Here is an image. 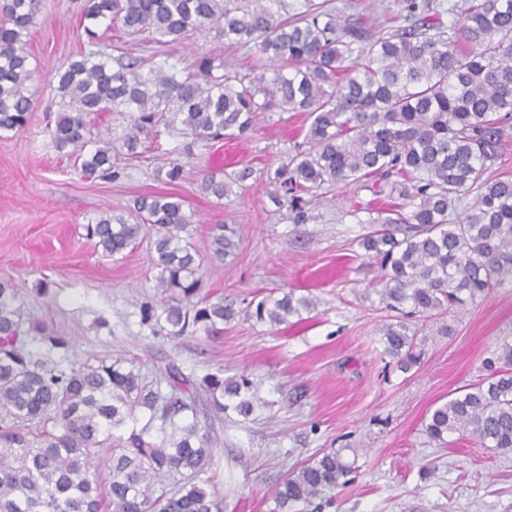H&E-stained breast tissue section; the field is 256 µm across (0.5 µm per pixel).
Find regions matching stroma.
Returning a JSON list of instances; mask_svg holds the SVG:
<instances>
[{
	"mask_svg": "<svg viewBox=\"0 0 512 512\" xmlns=\"http://www.w3.org/2000/svg\"><path fill=\"white\" fill-rule=\"evenodd\" d=\"M86 0H41L27 35L36 71L34 105L26 126L0 132V281L13 285L28 323V349L49 352L69 371L100 358L134 363L146 381L169 392L166 370L186 386L188 410L165 417L136 412L130 426L161 440L196 423L213 440L202 475L224 499V512H277L272 491L291 469L338 448L358 449L347 484L304 504L302 512H512V454L503 456L468 435L438 445L425 432L432 410L487 375L486 359L512 341V288L450 308L424 322L420 364L400 369L385 355L381 328L395 313L375 289L383 272L360 245L386 197L356 184L323 185L294 210L279 185L264 178L304 142L301 112L260 114L253 131L201 146L179 128L158 125L142 135L139 158L120 159L118 179L82 177L74 156L56 150L57 74L63 61L97 51L141 55L143 36L120 35L108 22L84 33ZM343 19L375 30L404 24L401 0H328ZM223 60L244 74L260 65L254 47L198 32L162 48L153 65L183 70L199 56ZM183 165L169 184L158 169ZM256 175L232 185L227 198L200 192L198 173ZM171 192L193 212L189 240L200 255V297L251 301L282 291L312 296L314 311L273 327L239 319L214 335L199 328L172 338L164 296L155 286L153 230L122 254L109 256L86 236V226L109 210L126 212L137 196ZM237 231L239 246L224 261L209 248L212 225ZM153 309L144 319V306ZM67 346L48 349L44 335ZM244 373L271 400L252 421L219 416L206 404L205 375Z\"/></svg>",
	"mask_w": 512,
	"mask_h": 512,
	"instance_id": "35a3bbf8",
	"label": "stroma"
}]
</instances>
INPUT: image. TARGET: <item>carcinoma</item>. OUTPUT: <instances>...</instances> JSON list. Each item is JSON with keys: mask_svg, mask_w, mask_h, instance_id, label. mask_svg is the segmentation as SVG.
Masks as SVG:
<instances>
[{"mask_svg": "<svg viewBox=\"0 0 512 512\" xmlns=\"http://www.w3.org/2000/svg\"><path fill=\"white\" fill-rule=\"evenodd\" d=\"M454 35L437 31L429 4L406 0L411 24L388 35L342 20L316 0H87L86 19H108L129 35L179 43L200 32L254 46L270 65L247 74H214L198 57L183 74L140 69L142 58L112 63L80 54L58 73L63 110L53 131L57 150L77 154L80 172L115 179L112 156L136 153L139 135L162 122L193 141L237 138L259 113L305 112L308 148L289 157L272 180L299 207L301 192L324 184L370 182L400 203L371 223L361 241L384 271L380 299L409 318L434 319L490 290L512 285V177L481 179L512 135V0H465ZM39 0H0V132L19 131L33 105V72L25 52ZM136 112L116 138L97 137L84 152L90 118ZM245 167L227 176L206 172L202 193L222 200L250 179ZM473 195L463 216L456 204ZM192 214L173 194L142 196L128 215L110 211L87 226L108 255L124 252L155 228L157 287L167 294L171 335L189 326L207 332L240 316L280 326L317 301L288 292L238 309L220 296L200 302L199 255L185 233ZM236 231L215 224L213 257L237 248ZM23 311L14 288L0 282V512H223L217 492L198 484L213 452L208 434L180 427L160 442L131 430L108 447L112 431L138 409L176 414L186 408L179 373L160 397L136 370L104 359L66 372L25 348ZM384 353L404 370L420 360L417 331L399 320L382 329ZM484 381L437 406L430 438L467 434L486 448L512 453V344L487 362ZM203 391L218 413L249 419L269 405L245 375L210 373ZM52 424L33 436L26 426ZM343 449L288 472L276 488L279 512L335 489L351 475ZM108 472V480L100 472ZM181 477L168 490L166 474Z\"/></svg>", "mask_w": 512, "mask_h": 512, "instance_id": "carcinoma-1", "label": "carcinoma"}]
</instances>
